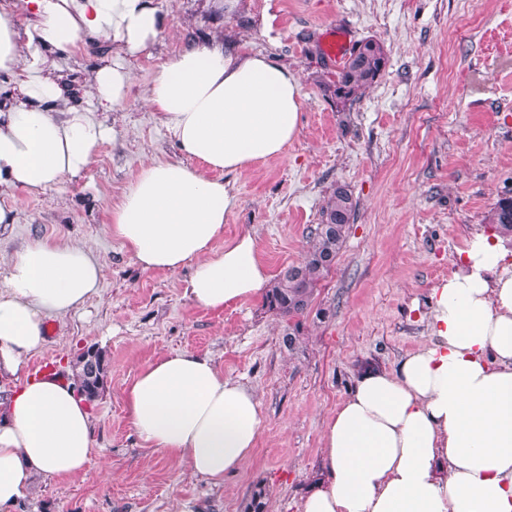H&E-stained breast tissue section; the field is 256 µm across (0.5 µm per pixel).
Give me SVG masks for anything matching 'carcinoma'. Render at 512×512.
I'll return each mask as SVG.
<instances>
[{
  "instance_id": "carcinoma-1",
  "label": "carcinoma",
  "mask_w": 512,
  "mask_h": 512,
  "mask_svg": "<svg viewBox=\"0 0 512 512\" xmlns=\"http://www.w3.org/2000/svg\"><path fill=\"white\" fill-rule=\"evenodd\" d=\"M388 62L384 43L377 38L357 42L342 66L322 80L325 95L344 112L381 76ZM357 201L345 185L336 186L327 197L320 222L311 228L307 249L300 262L279 271L264 293L268 312L288 323L283 342L288 351L298 349L303 336L302 318L315 302L317 287L328 275L344 248L350 224L354 220ZM484 222L512 241V196H501L484 216ZM78 392L93 402L101 395L108 372L105 351L91 346L84 350L74 365ZM266 491L258 486L253 491L245 512H266Z\"/></svg>"
}]
</instances>
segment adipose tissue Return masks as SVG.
<instances>
[{
  "instance_id": "1",
  "label": "adipose tissue",
  "mask_w": 512,
  "mask_h": 512,
  "mask_svg": "<svg viewBox=\"0 0 512 512\" xmlns=\"http://www.w3.org/2000/svg\"><path fill=\"white\" fill-rule=\"evenodd\" d=\"M30 16L19 24L17 13ZM162 31L154 0H0V195L47 192L83 176L112 129L68 106L57 57L111 40L90 99L116 106L132 83L123 55ZM193 165L150 161L112 208L108 232L145 272L191 267L186 296L220 311L269 279L251 234L224 239L237 202L223 177L282 155L300 132L296 75L221 41L169 59L146 92ZM463 271L433 290L430 336L393 371L370 370L328 420L326 487L302 512H512V263L478 234ZM100 267L80 246L38 241L7 264L0 290V512L37 476L71 478L94 462L90 405L73 382L30 376L44 322L96 294ZM139 439L215 485L242 470L262 421L253 390L205 356L180 351L142 367L125 389Z\"/></svg>"
}]
</instances>
